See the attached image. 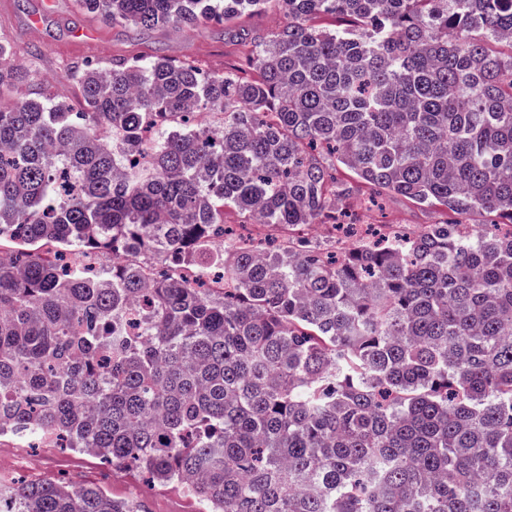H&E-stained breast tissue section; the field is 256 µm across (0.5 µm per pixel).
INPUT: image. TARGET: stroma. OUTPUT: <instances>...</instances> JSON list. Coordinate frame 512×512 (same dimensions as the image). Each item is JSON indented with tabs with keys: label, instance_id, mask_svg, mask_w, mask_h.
<instances>
[{
	"label": "stroma",
	"instance_id": "stroma-1",
	"mask_svg": "<svg viewBox=\"0 0 512 512\" xmlns=\"http://www.w3.org/2000/svg\"><path fill=\"white\" fill-rule=\"evenodd\" d=\"M0 0V37L26 53L25 61L39 79L49 82L52 96L72 111L83 109L76 83L67 77L71 65L90 61L110 64L113 57L152 55L191 60L214 72L240 66L241 59L224 38V25L213 22L194 29L115 27L83 8L80 0ZM356 210L370 224H399L409 233L444 220V211L426 209L391 196L381 206L358 200ZM0 477L25 480L64 478L93 484L116 498L132 497L147 512H197L198 504L185 490L152 483L124 466L54 448H23L17 437H0Z\"/></svg>",
	"mask_w": 512,
	"mask_h": 512
}]
</instances>
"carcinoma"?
Returning <instances> with one entry per match:
<instances>
[{
    "instance_id": "carcinoma-1",
    "label": "carcinoma",
    "mask_w": 512,
    "mask_h": 512,
    "mask_svg": "<svg viewBox=\"0 0 512 512\" xmlns=\"http://www.w3.org/2000/svg\"><path fill=\"white\" fill-rule=\"evenodd\" d=\"M82 2L222 21L251 75L87 61L82 112L0 104V437L182 485L198 512H512V0ZM268 8L285 25H231ZM21 55L0 40V97L34 80ZM360 185L454 219L331 256L293 236L353 234ZM226 209L274 233L236 238ZM0 512L143 510L21 480Z\"/></svg>"
}]
</instances>
